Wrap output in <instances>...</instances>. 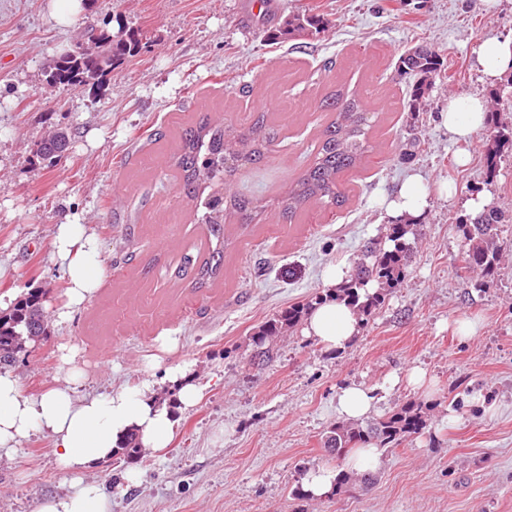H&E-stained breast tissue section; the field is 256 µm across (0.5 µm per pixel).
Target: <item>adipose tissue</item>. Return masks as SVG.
<instances>
[{
    "instance_id": "obj_1",
    "label": "adipose tissue",
    "mask_w": 512,
    "mask_h": 512,
    "mask_svg": "<svg viewBox=\"0 0 512 512\" xmlns=\"http://www.w3.org/2000/svg\"><path fill=\"white\" fill-rule=\"evenodd\" d=\"M487 120L482 97H449L448 130L458 143L468 144ZM53 255L68 284L66 300L56 310L62 323L90 299L103 269L97 241L81 224L58 225ZM360 326L347 302L329 296L304 319L302 333L323 350L338 353L353 343ZM63 360L66 367L57 385L37 396L26 394L12 371L0 372V458H14L33 434L48 435L72 477L64 494L42 500L35 512H111L102 488L83 481L81 471L111 460L130 436L155 453L168 448L177 430V409L194 407L204 388L196 381L192 364L183 362L167 367L158 382L145 379L109 393L82 394L72 355ZM162 387L169 389L171 400L160 398Z\"/></svg>"
}]
</instances>
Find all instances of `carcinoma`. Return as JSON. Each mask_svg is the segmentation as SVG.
Segmentation results:
<instances>
[{"label": "carcinoma", "mask_w": 512, "mask_h": 512, "mask_svg": "<svg viewBox=\"0 0 512 512\" xmlns=\"http://www.w3.org/2000/svg\"><path fill=\"white\" fill-rule=\"evenodd\" d=\"M319 26L320 20L315 15L293 14L269 32L268 37L284 42L313 32L317 34ZM139 48L137 32L129 30L118 38L101 28L98 30V56L94 59L73 56L49 66L45 71L46 84L50 88L75 87L92 91L107 72L135 56ZM439 72L438 55L429 48H416L399 57L397 74L410 83V108L413 111H420ZM321 109L334 114V118L322 130L312 163L288 191L283 214L289 218L311 202L325 207L341 206L345 199L340 191V178L357 168L368 152V129L359 97L336 90L324 97ZM268 118V113L262 112L256 115L252 124L242 129L213 127L202 121L198 126L184 130L176 162L183 191L190 201L198 202L203 209L202 221L216 244L207 246L202 254L184 255L177 275L184 276L191 270L202 279L217 277L224 267V223L227 218L234 216L248 223L258 215L257 203L245 196H229L224 187L242 168L260 162L268 153L278 135L276 125ZM493 127L494 135L485 164L486 178L490 181L496 177L503 152L512 148V124L495 121ZM70 143L71 132L58 128L51 139L43 142L36 157L51 164L58 154L68 150ZM460 228L465 249L458 270L464 273L478 271L484 279L492 277L504 252L512 248V243L501 237L500 211L486 207L468 216ZM409 231L408 224L389 225L388 238L393 248L367 247L355 275L336 289V298L347 301L363 315L375 311L383 301V294L363 295L360 290L371 281L384 288H393L400 283L404 278L408 251L405 237ZM321 299L319 295L313 302L290 306L268 319L254 332L253 344L263 347L285 329L297 326ZM48 327L44 291L34 288L21 294L11 307L0 313V369L16 363L8 338L25 336L32 346L36 344L35 337ZM427 422L426 407L407 401L390 415L365 427L358 423H337L325 435L323 445L327 452L339 456L366 445L396 447L407 438L421 434ZM369 481L367 473L359 477L353 472L342 471L338 474L335 491L354 489Z\"/></svg>", "instance_id": "1"}]
</instances>
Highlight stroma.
<instances>
[{
	"label": "stroma",
	"instance_id": "obj_1",
	"mask_svg": "<svg viewBox=\"0 0 512 512\" xmlns=\"http://www.w3.org/2000/svg\"><path fill=\"white\" fill-rule=\"evenodd\" d=\"M52 3L0 0V297L45 289L49 314L64 302L52 240L68 222L97 237L104 272L93 297L13 371L25 393L40 394L55 386L66 345L81 393L114 391L159 378L149 362L173 336L179 346L165 364L193 363L205 386L179 413L169 448L85 472L105 486L112 512H512V251L483 286L456 272L468 200L503 211L512 240V151L487 181L489 129L474 135L462 166L442 118L449 97L479 94L512 122V76L487 84L477 63L483 40L512 38V0H94L67 26ZM304 10L324 18V32L267 41L268 28ZM108 17L141 32V52L99 91L47 88L48 63L86 19ZM421 44L439 52L446 76L414 114L395 65ZM337 89L364 100L370 149L344 177L342 206L311 203L283 218L278 203L329 120L319 103ZM263 110L281 140L233 184L263 209L252 223L226 222L221 274L193 287L175 276L205 237L176 168L182 131L204 118L247 125ZM57 126L71 131L69 150L55 166L34 162L35 144ZM413 142L415 157L399 163ZM411 177L430 206L405 278L355 342L328 353L296 329L252 367L261 323L321 293L330 265H355L367 242L386 243V204ZM461 319L476 324L473 337L456 334ZM415 367L430 388L409 385ZM351 383L376 389L372 419L413 399L433 403L430 423L383 450L367 490L297 497L309 469L345 467L321 441ZM129 469L139 484L112 483ZM67 478L51 438L33 435L15 460L0 459V512H35Z\"/></svg>",
	"mask_w": 512,
	"mask_h": 512
}]
</instances>
